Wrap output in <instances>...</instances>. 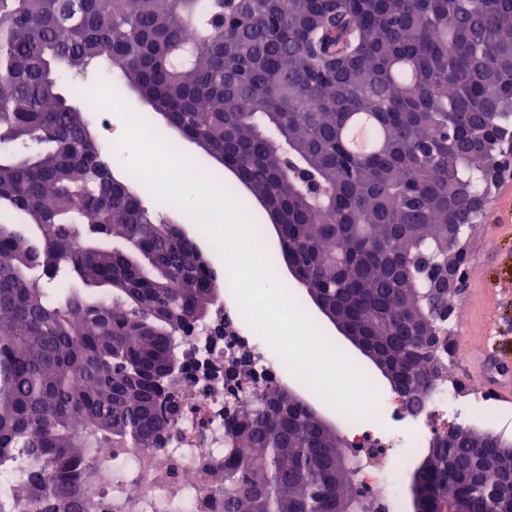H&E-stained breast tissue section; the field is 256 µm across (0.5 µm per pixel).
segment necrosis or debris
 Listing matches in <instances>:
<instances>
[{
    "label": "necrosis or debris",
    "mask_w": 512,
    "mask_h": 512,
    "mask_svg": "<svg viewBox=\"0 0 512 512\" xmlns=\"http://www.w3.org/2000/svg\"><path fill=\"white\" fill-rule=\"evenodd\" d=\"M194 363L180 377L179 385L193 402L164 448L97 449L85 462L87 471L84 498L92 512H112L116 500L131 503L129 512H219L215 500L204 496L209 464L224 454V378L207 377L206 367L224 358L225 344L199 331L187 344ZM451 397L447 389L436 388L423 401L417 419H410L398 397L387 403L392 433L374 426L354 427L347 437V453L375 449L386 458L401 448L422 447L425 440L440 434L433 421L448 415ZM416 428H409V421Z\"/></svg>",
    "instance_id": "1"
}]
</instances>
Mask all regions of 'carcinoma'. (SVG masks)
<instances>
[{"label": "carcinoma", "mask_w": 512, "mask_h": 512, "mask_svg": "<svg viewBox=\"0 0 512 512\" xmlns=\"http://www.w3.org/2000/svg\"><path fill=\"white\" fill-rule=\"evenodd\" d=\"M512 0H0V467L24 449L13 512H83L80 465L105 443L164 448L189 404L177 384L202 324L232 343L214 270L158 219L94 143L60 72L122 62L165 124L281 215L277 263L339 303L417 408L437 386L425 341L427 265L467 220L457 185L483 162L448 147L512 128ZM483 112L480 127L468 113ZM341 252L344 269L330 256ZM224 354V458L205 495L222 512H374L361 461L311 400ZM496 436L432 441L412 473L428 512L492 505L502 466L469 487Z\"/></svg>", "instance_id": "1"}]
</instances>
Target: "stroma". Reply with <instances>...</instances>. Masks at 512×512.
Instances as JSON below:
<instances>
[{"label": "stroma", "instance_id": "1", "mask_svg": "<svg viewBox=\"0 0 512 512\" xmlns=\"http://www.w3.org/2000/svg\"><path fill=\"white\" fill-rule=\"evenodd\" d=\"M98 78L113 87L130 112L141 114L150 127H162V118L119 74L103 71ZM95 79L89 77L78 83L87 89ZM466 255L464 292L450 300L454 333L448 383L456 390L454 411L467 425L480 427L484 419L471 405L473 393L487 385H500L502 378L512 379V179H503L493 188L486 217L466 243ZM274 274L295 300L303 302L304 313L321 334L331 337L333 347L363 374L377 394L371 419L379 430H389L386 401L392 390L386 379L344 336L337 334L312 303L306 302L305 288L290 277L286 267H276ZM463 359L484 370V382L468 381L461 376L459 362Z\"/></svg>", "mask_w": 512, "mask_h": 512}]
</instances>
